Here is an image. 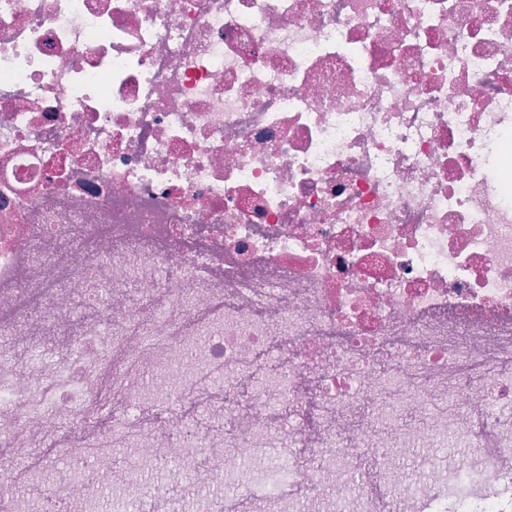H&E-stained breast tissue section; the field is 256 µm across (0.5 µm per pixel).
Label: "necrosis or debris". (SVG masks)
Segmentation results:
<instances>
[{"instance_id": "obj_1", "label": "necrosis or debris", "mask_w": 512, "mask_h": 512, "mask_svg": "<svg viewBox=\"0 0 512 512\" xmlns=\"http://www.w3.org/2000/svg\"><path fill=\"white\" fill-rule=\"evenodd\" d=\"M0 512H512V0H0Z\"/></svg>"}]
</instances>
